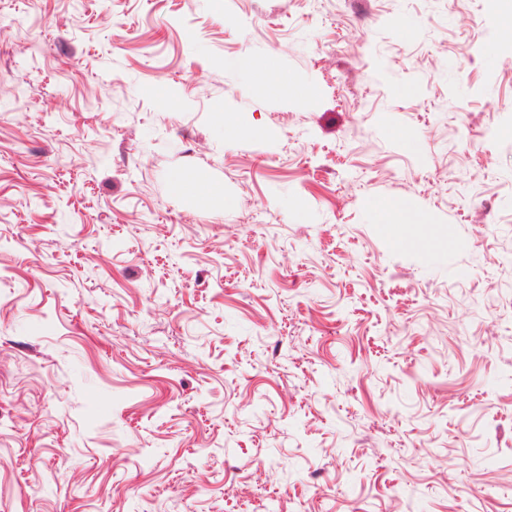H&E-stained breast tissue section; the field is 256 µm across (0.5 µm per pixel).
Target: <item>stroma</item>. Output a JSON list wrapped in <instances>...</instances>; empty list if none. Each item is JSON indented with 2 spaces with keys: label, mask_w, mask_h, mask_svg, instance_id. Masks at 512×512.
Wrapping results in <instances>:
<instances>
[{
  "label": "stroma",
  "mask_w": 512,
  "mask_h": 512,
  "mask_svg": "<svg viewBox=\"0 0 512 512\" xmlns=\"http://www.w3.org/2000/svg\"><path fill=\"white\" fill-rule=\"evenodd\" d=\"M505 10L0 0V512H512ZM172 188L178 195H193L197 198L215 196L220 190L215 184L209 182L206 176L200 174L194 178H187L180 174L172 178ZM381 209L386 212L397 214V233L393 242L397 246H411L419 250L422 254L432 258L443 254L449 245V237H439L433 224H427L425 218L402 202L397 200H387L381 205Z\"/></svg>",
  "instance_id": "1"
}]
</instances>
